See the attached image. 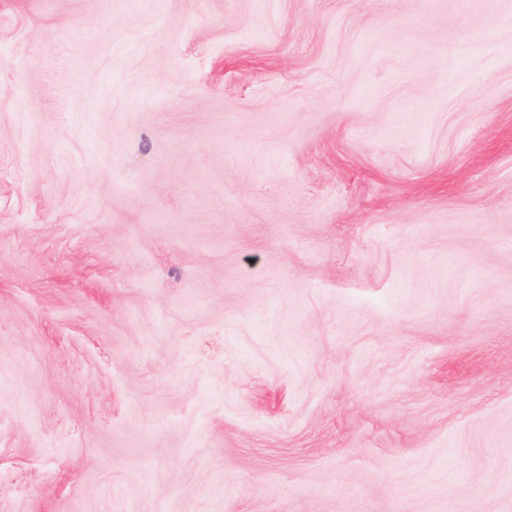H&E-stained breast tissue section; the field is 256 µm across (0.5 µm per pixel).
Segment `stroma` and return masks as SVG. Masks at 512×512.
<instances>
[{"label": "stroma", "mask_w": 512, "mask_h": 512, "mask_svg": "<svg viewBox=\"0 0 512 512\" xmlns=\"http://www.w3.org/2000/svg\"><path fill=\"white\" fill-rule=\"evenodd\" d=\"M0 512H512V0H0Z\"/></svg>", "instance_id": "stroma-1"}]
</instances>
